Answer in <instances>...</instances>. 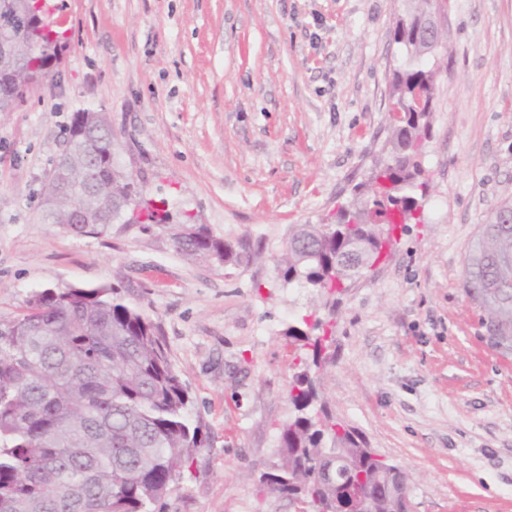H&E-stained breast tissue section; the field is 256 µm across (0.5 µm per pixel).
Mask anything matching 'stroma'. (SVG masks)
Instances as JSON below:
<instances>
[{
  "label": "stroma",
  "mask_w": 512,
  "mask_h": 512,
  "mask_svg": "<svg viewBox=\"0 0 512 512\" xmlns=\"http://www.w3.org/2000/svg\"><path fill=\"white\" fill-rule=\"evenodd\" d=\"M42 2L57 63L0 114V315L46 288L115 285L154 323L210 440L163 512H298L260 476L308 359L285 331L313 314L327 409L405 472L412 512H512V353L463 284L481 224L512 201V0H434L419 217L329 299L276 265L296 225L335 222L387 157L412 0ZM83 109L105 114L120 169L173 223L81 236L44 220ZM180 222L238 262L188 258Z\"/></svg>",
  "instance_id": "35a3bbf8"
}]
</instances>
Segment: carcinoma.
<instances>
[{"label":"carcinoma","instance_id":"1","mask_svg":"<svg viewBox=\"0 0 512 512\" xmlns=\"http://www.w3.org/2000/svg\"><path fill=\"white\" fill-rule=\"evenodd\" d=\"M411 68L394 78L397 108L392 113V164L397 183L383 193L371 174L369 184L334 224H302L286 246L278 270L288 283L299 279L317 294L335 293L361 269L345 252L370 264L369 246L379 245L388 227L366 224L393 205L411 211L419 187L417 157L429 128L428 101L434 72L424 64V44H404ZM74 148L68 168L75 197L88 208L109 201L112 219L130 224H169L172 216L138 197L120 174L115 156L88 167L82 143L112 140L100 112L74 113ZM104 184L105 199L93 196ZM73 200L62 197L45 210V220L77 235L99 233L94 224L73 223ZM177 243L187 255L222 264L235 260L234 246L201 224H180ZM466 294L488 313L498 346L512 348V223L486 222L466 259ZM285 332L311 350L312 367L294 374L289 400L295 414L279 431L281 464L261 476L264 489L279 497L301 494L331 500L325 486L328 463L322 452L339 449L342 469L376 482L374 512H400L399 482L382 476L384 463L326 410L318 375L324 330L315 319ZM187 384L172 367L157 328L118 289L48 288L33 293L25 313L0 319V512H160V505L195 457L209 447L200 421L189 414Z\"/></svg>","mask_w":512,"mask_h":512}]
</instances>
